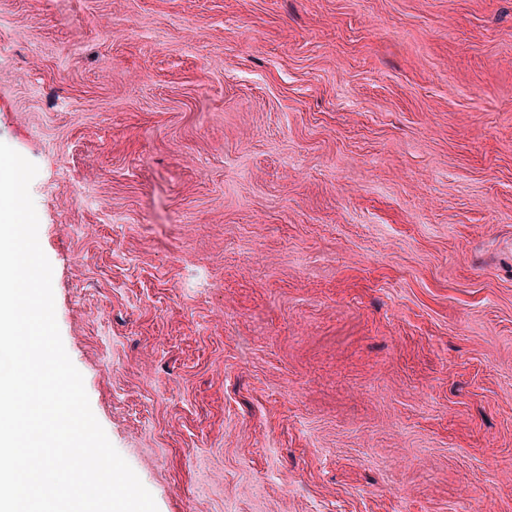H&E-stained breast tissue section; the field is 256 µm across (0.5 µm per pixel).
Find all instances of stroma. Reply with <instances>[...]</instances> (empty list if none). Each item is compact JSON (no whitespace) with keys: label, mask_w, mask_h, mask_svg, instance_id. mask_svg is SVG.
Returning a JSON list of instances; mask_svg holds the SVG:
<instances>
[{"label":"stroma","mask_w":512,"mask_h":512,"mask_svg":"<svg viewBox=\"0 0 512 512\" xmlns=\"http://www.w3.org/2000/svg\"><path fill=\"white\" fill-rule=\"evenodd\" d=\"M0 142L158 512H512V0H0Z\"/></svg>","instance_id":"obj_1"}]
</instances>
